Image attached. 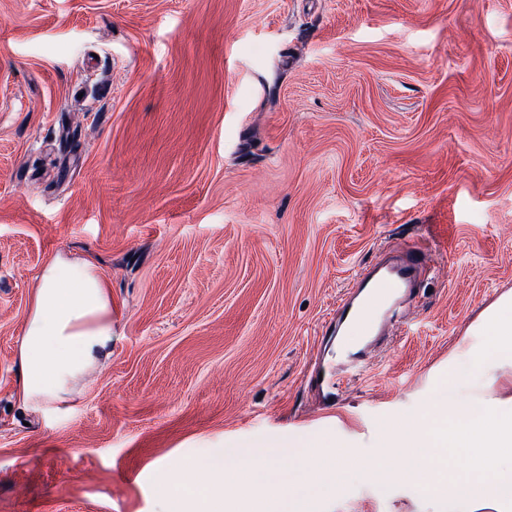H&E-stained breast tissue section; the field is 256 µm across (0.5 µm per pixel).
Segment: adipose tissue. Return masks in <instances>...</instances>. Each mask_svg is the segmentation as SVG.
<instances>
[{"mask_svg": "<svg viewBox=\"0 0 512 512\" xmlns=\"http://www.w3.org/2000/svg\"><path fill=\"white\" fill-rule=\"evenodd\" d=\"M467 334L448 360L456 400L384 428L377 455L339 450L328 437L230 456L206 451L178 470L157 467L155 483L182 512H240L236 497L249 512H312L317 499L346 492L355 468L378 487L421 486V512H512V290ZM111 357L109 282L93 258L54 254L37 275L19 339V405L44 419L71 409L86 376ZM452 451L464 460L457 473L448 469Z\"/></svg>", "mask_w": 512, "mask_h": 512, "instance_id": "ef3b65f1", "label": "adipose tissue"}]
</instances>
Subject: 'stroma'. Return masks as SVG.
Wrapping results in <instances>:
<instances>
[{"label":"stroma","mask_w":512,"mask_h":512,"mask_svg":"<svg viewBox=\"0 0 512 512\" xmlns=\"http://www.w3.org/2000/svg\"><path fill=\"white\" fill-rule=\"evenodd\" d=\"M423 283L305 379L359 268ZM112 286V358L66 413L17 405L55 253ZM512 290V0H0V512H163L158 465L383 423ZM351 483L333 512H415Z\"/></svg>","instance_id":"1"}]
</instances>
